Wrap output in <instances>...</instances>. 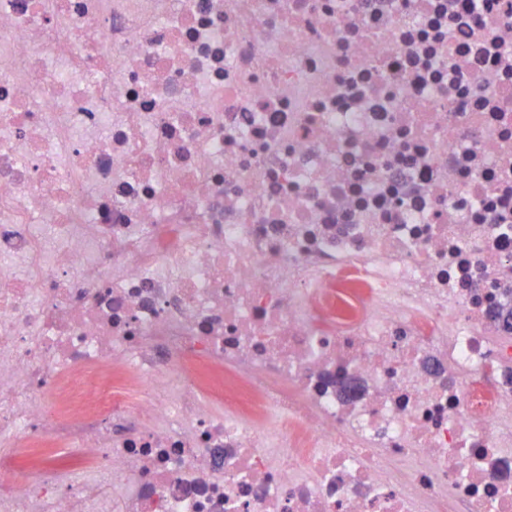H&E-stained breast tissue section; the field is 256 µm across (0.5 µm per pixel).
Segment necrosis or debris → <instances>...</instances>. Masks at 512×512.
Masks as SVG:
<instances>
[{"label":"necrosis or debris","mask_w":512,"mask_h":512,"mask_svg":"<svg viewBox=\"0 0 512 512\" xmlns=\"http://www.w3.org/2000/svg\"><path fill=\"white\" fill-rule=\"evenodd\" d=\"M512 0H0V512H512Z\"/></svg>","instance_id":"obj_1"}]
</instances>
